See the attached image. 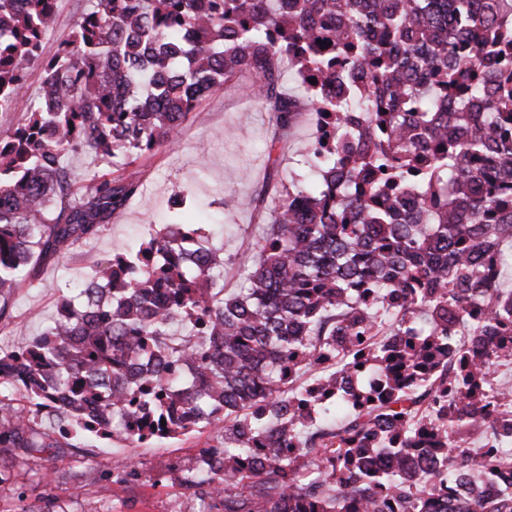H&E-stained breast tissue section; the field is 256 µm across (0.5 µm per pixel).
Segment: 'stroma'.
Returning a JSON list of instances; mask_svg holds the SVG:
<instances>
[{
  "label": "stroma",
  "instance_id": "obj_1",
  "mask_svg": "<svg viewBox=\"0 0 512 512\" xmlns=\"http://www.w3.org/2000/svg\"><path fill=\"white\" fill-rule=\"evenodd\" d=\"M97 0H59L44 42L53 53L74 22ZM315 125L301 114L280 143L261 103L241 88L209 93L189 119L172 133L140 175L141 187L99 236L43 262L34 285L18 288L0 321V353L39 335L55 315L65 284L94 276L98 264L119 248L136 251L140 242L178 221L207 227L222 216L224 233L212 243L224 246V288H235L251 254L241 243L254 241L270 220L271 200L257 201L262 181L287 182L306 174L300 162ZM212 442L209 429L144 444L114 437L80 435L62 448H50L21 462L13 448H0V512H188L182 491L186 461Z\"/></svg>",
  "mask_w": 512,
  "mask_h": 512
}]
</instances>
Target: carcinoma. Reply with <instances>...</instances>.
Wrapping results in <instances>:
<instances>
[{"label": "carcinoma", "instance_id": "obj_1", "mask_svg": "<svg viewBox=\"0 0 512 512\" xmlns=\"http://www.w3.org/2000/svg\"><path fill=\"white\" fill-rule=\"evenodd\" d=\"M57 8L0 0V110L42 70L38 101L0 136L4 301L137 194V180L100 169L170 143L201 87L248 72L285 132L299 110L283 90L291 69L336 138L308 144L316 177L282 185L235 291L224 248L190 260L177 246L187 225L168 224L132 255L114 251L41 334L0 353V385L29 401L0 392V448L110 438L109 418L134 402L128 439L183 435L205 408L224 512H422L445 487L441 512H512V456L494 445L507 418L476 413L499 355L457 345L463 331L512 345V291L472 286L512 263V0H99L47 56ZM338 69L354 87L310 90ZM76 153L95 167L80 193L64 163ZM200 316L201 332L174 337ZM325 354L356 356L348 368L367 366L381 392L349 406L329 397L340 375L316 376L319 415L339 419L316 427L287 373ZM54 371L64 395L47 384ZM472 429L486 439L465 446ZM493 477L508 488L490 493Z\"/></svg>", "mask_w": 512, "mask_h": 512}]
</instances>
